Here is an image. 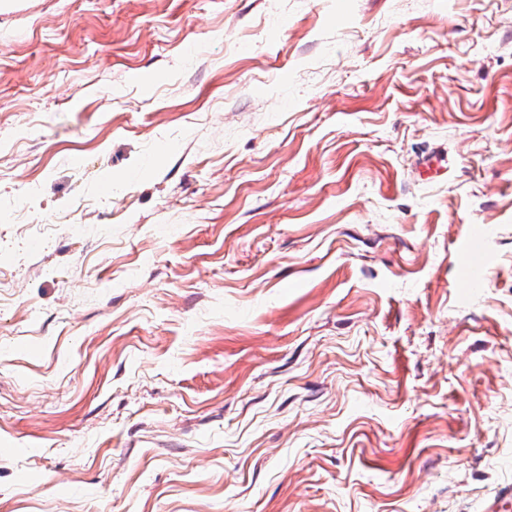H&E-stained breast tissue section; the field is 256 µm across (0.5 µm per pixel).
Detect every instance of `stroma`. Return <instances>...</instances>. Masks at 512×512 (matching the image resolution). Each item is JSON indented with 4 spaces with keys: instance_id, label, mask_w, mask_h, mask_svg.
<instances>
[{
    "instance_id": "stroma-1",
    "label": "stroma",
    "mask_w": 512,
    "mask_h": 512,
    "mask_svg": "<svg viewBox=\"0 0 512 512\" xmlns=\"http://www.w3.org/2000/svg\"><path fill=\"white\" fill-rule=\"evenodd\" d=\"M504 484L512 0L0 17V512H483Z\"/></svg>"
}]
</instances>
